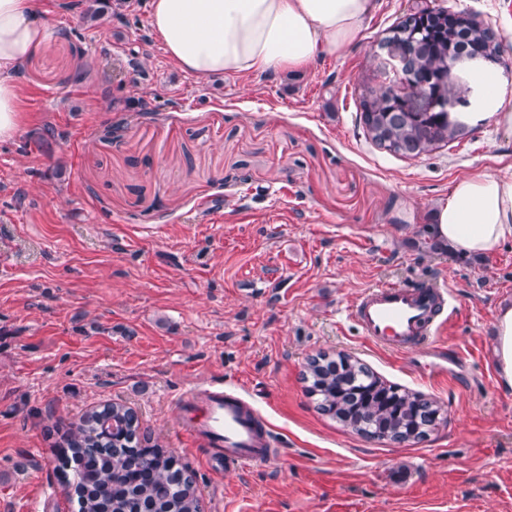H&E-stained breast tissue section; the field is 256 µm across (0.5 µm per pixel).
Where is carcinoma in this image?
I'll list each match as a JSON object with an SVG mask.
<instances>
[{
  "instance_id": "obj_1",
  "label": "carcinoma",
  "mask_w": 512,
  "mask_h": 512,
  "mask_svg": "<svg viewBox=\"0 0 512 512\" xmlns=\"http://www.w3.org/2000/svg\"><path fill=\"white\" fill-rule=\"evenodd\" d=\"M422 19L403 20L391 31H406L400 47L414 41L411 67L430 75L448 70V57L465 56L494 42L489 27L471 28ZM360 121L373 142L386 141L392 154L415 158L467 133V126L449 119L438 106L430 112H404L364 88ZM305 379L319 396L323 411L343 427L379 440L413 442L439 420L434 401L421 400L379 378L357 361H309ZM69 456L62 470L73 471L79 512H202L192 476L161 448L139 447V424L130 409L106 403L68 424L64 434Z\"/></svg>"
}]
</instances>
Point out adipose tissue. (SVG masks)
Instances as JSON below:
<instances>
[{
    "mask_svg": "<svg viewBox=\"0 0 512 512\" xmlns=\"http://www.w3.org/2000/svg\"><path fill=\"white\" fill-rule=\"evenodd\" d=\"M377 0H149L147 24L166 56L202 80L299 73L358 46ZM56 35L41 0H0V141L20 134L21 66ZM486 116L512 130V102L493 73L472 71ZM450 251L489 256L512 242V172L458 177L432 214ZM494 365L512 390V305L498 311Z\"/></svg>",
    "mask_w": 512,
    "mask_h": 512,
    "instance_id": "1",
    "label": "adipose tissue"
}]
</instances>
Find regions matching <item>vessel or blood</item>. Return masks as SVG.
I'll return each instance as SVG.
<instances>
[{
    "instance_id": "vessel-or-blood-1",
    "label": "vessel or blood",
    "mask_w": 512,
    "mask_h": 512,
    "mask_svg": "<svg viewBox=\"0 0 512 512\" xmlns=\"http://www.w3.org/2000/svg\"><path fill=\"white\" fill-rule=\"evenodd\" d=\"M455 306L446 285L392 283L367 288L348 313L373 343L390 350L420 346L437 350L436 335ZM181 432L204 444L226 466L247 468L272 462L276 450L269 427L240 393L190 389L178 405Z\"/></svg>"
}]
</instances>
